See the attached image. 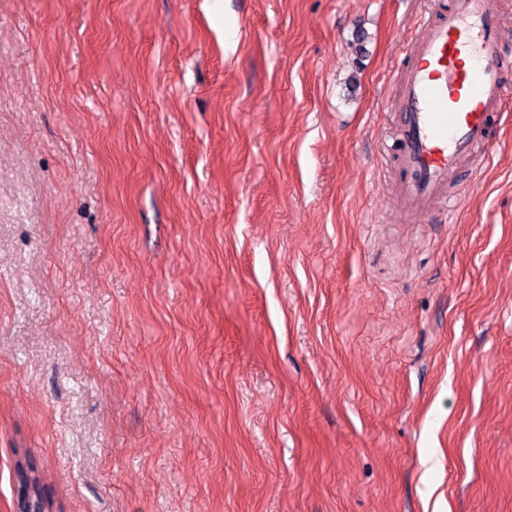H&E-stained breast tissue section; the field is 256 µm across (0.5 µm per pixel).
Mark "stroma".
<instances>
[{
	"mask_svg": "<svg viewBox=\"0 0 512 512\" xmlns=\"http://www.w3.org/2000/svg\"><path fill=\"white\" fill-rule=\"evenodd\" d=\"M450 4L0 0V512H512V124L394 203ZM21 471V482L17 487L16 497V510L15 512H36V511H47L45 509L40 510V506L35 505V499L38 498L39 488L35 487L34 480L37 478L35 473V466L31 460L26 462V465L19 463Z\"/></svg>",
	"mask_w": 512,
	"mask_h": 512,
	"instance_id": "stroma-1",
	"label": "stroma"
}]
</instances>
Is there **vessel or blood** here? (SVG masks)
Segmentation results:
<instances>
[{"label": "vessel or blood", "instance_id": "1", "mask_svg": "<svg viewBox=\"0 0 512 512\" xmlns=\"http://www.w3.org/2000/svg\"><path fill=\"white\" fill-rule=\"evenodd\" d=\"M500 26L498 0H453L447 14L423 20L395 103L397 202L405 212L424 210L470 157L492 146L504 97Z\"/></svg>", "mask_w": 512, "mask_h": 512}]
</instances>
